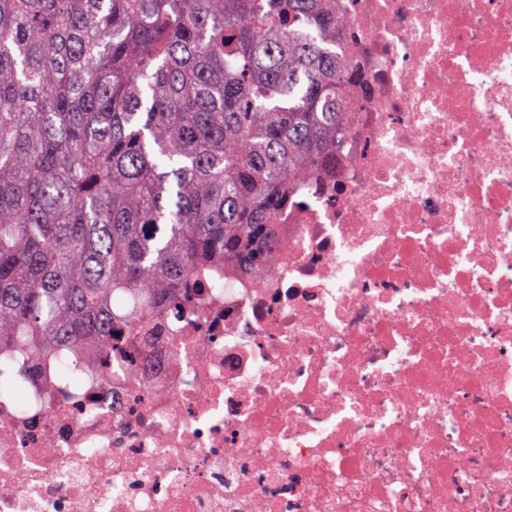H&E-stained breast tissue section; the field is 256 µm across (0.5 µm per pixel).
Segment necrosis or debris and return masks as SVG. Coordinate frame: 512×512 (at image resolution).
Listing matches in <instances>:
<instances>
[{
    "label": "necrosis or debris",
    "mask_w": 512,
    "mask_h": 512,
    "mask_svg": "<svg viewBox=\"0 0 512 512\" xmlns=\"http://www.w3.org/2000/svg\"><path fill=\"white\" fill-rule=\"evenodd\" d=\"M336 159L268 258L0 350V512H512V0H336ZM25 388L23 375L14 372L6 363L0 360V397L13 398L18 396Z\"/></svg>",
    "instance_id": "4bbe7bcc"
}]
</instances>
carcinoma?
I'll return each instance as SVG.
<instances>
[{
    "mask_svg": "<svg viewBox=\"0 0 512 512\" xmlns=\"http://www.w3.org/2000/svg\"><path fill=\"white\" fill-rule=\"evenodd\" d=\"M344 27L336 0H0V348L61 362L144 318L123 295L264 261L336 158Z\"/></svg>",
    "mask_w": 512,
    "mask_h": 512,
    "instance_id": "carcinoma-1",
    "label": "carcinoma"
}]
</instances>
